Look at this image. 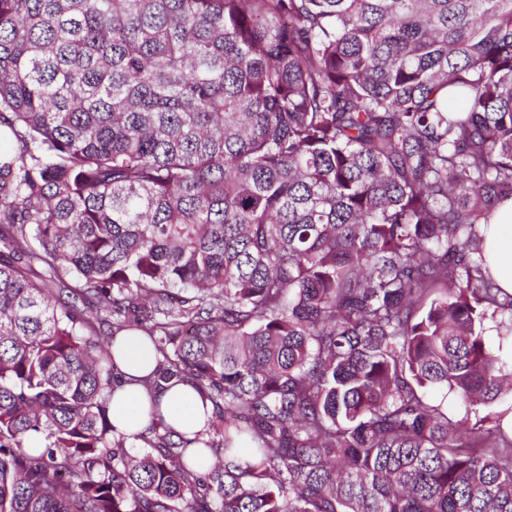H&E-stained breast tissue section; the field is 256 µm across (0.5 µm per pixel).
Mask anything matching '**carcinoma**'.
Masks as SVG:
<instances>
[{
  "mask_svg": "<svg viewBox=\"0 0 512 512\" xmlns=\"http://www.w3.org/2000/svg\"><path fill=\"white\" fill-rule=\"evenodd\" d=\"M508 199L512 0H0V512H512ZM483 254L498 288L512 295V200L498 208L488 225ZM112 353L123 371L122 383L112 394V423L127 434L144 431L149 424V398L142 379L156 364L154 351L144 337L125 336ZM164 420L187 438L207 429L212 407L188 385H177L157 397Z\"/></svg>",
  "mask_w": 512,
  "mask_h": 512,
  "instance_id": "carcinoma-1",
  "label": "carcinoma"
}]
</instances>
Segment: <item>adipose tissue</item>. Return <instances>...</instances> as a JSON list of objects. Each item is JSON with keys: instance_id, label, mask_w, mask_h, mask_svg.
<instances>
[{"instance_id": "ef3b65f1", "label": "adipose tissue", "mask_w": 512, "mask_h": 512, "mask_svg": "<svg viewBox=\"0 0 512 512\" xmlns=\"http://www.w3.org/2000/svg\"><path fill=\"white\" fill-rule=\"evenodd\" d=\"M483 254L498 288L512 295V200L498 208L489 224ZM112 352L123 371L122 382L112 395V421L127 434L143 431L149 424V401L142 380L156 364L154 351L144 337L127 336ZM159 407L165 422L189 438L206 430L212 417L211 405L185 384L161 394Z\"/></svg>"}]
</instances>
